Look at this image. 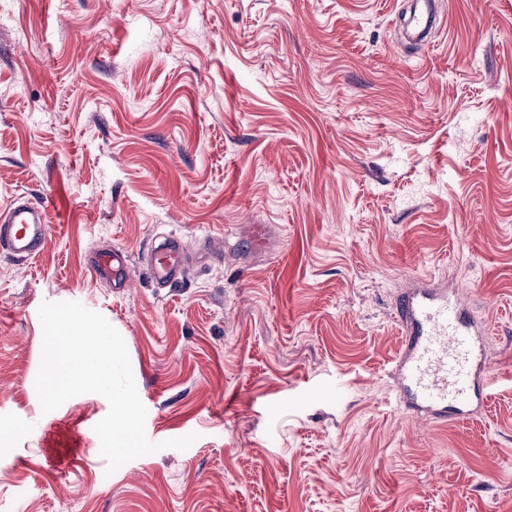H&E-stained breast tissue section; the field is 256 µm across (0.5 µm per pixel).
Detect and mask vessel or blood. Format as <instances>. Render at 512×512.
I'll return each mask as SVG.
<instances>
[{
  "label": "vessel or blood",
  "instance_id": "1",
  "mask_svg": "<svg viewBox=\"0 0 512 512\" xmlns=\"http://www.w3.org/2000/svg\"><path fill=\"white\" fill-rule=\"evenodd\" d=\"M57 212L53 200L17 197L0 210V248L20 260L39 256L51 241ZM145 259L156 283L183 281L186 255L179 235H164ZM93 272L111 280L113 287H125V254L119 249L100 253ZM396 321L404 344L395 372L405 407L444 420L477 414L483 403L481 386L491 378L483 354L489 335L486 322L471 317L459 302L449 301L447 289L428 281L400 296Z\"/></svg>",
  "mask_w": 512,
  "mask_h": 512
}]
</instances>
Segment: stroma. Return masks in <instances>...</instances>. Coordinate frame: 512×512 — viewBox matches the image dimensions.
<instances>
[{"label":"stroma","instance_id":"obj_1","mask_svg":"<svg viewBox=\"0 0 512 512\" xmlns=\"http://www.w3.org/2000/svg\"><path fill=\"white\" fill-rule=\"evenodd\" d=\"M0 0V512H512V0ZM180 235L160 288L142 256ZM128 256L126 287L91 275ZM487 320L478 417L406 413L394 305ZM123 337L151 442L107 473L95 393L42 413L45 302ZM54 214L58 209L52 199L33 202L18 196L0 210V247L20 260L39 256L51 241Z\"/></svg>","mask_w":512,"mask_h":512}]
</instances>
